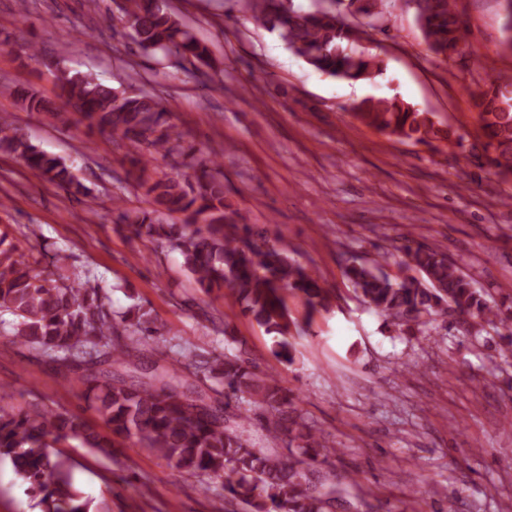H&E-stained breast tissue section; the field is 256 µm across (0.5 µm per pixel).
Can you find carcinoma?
<instances>
[{
    "instance_id": "obj_1",
    "label": "carcinoma",
    "mask_w": 512,
    "mask_h": 512,
    "mask_svg": "<svg viewBox=\"0 0 512 512\" xmlns=\"http://www.w3.org/2000/svg\"><path fill=\"white\" fill-rule=\"evenodd\" d=\"M411 1L428 51L443 57L455 52L467 36L455 0H406ZM243 6L256 25L277 32L289 49L324 74L357 81L382 73L381 62L353 47L365 30L330 7L304 11L289 0H243ZM120 21L143 50L173 57L187 73L197 62L212 61L208 46L169 0H125ZM54 81L59 97L88 126L150 146L157 154L184 155L194 178L140 182L153 207L127 210L118 198L122 222L135 237L178 250L200 290L230 288L243 312L272 336L273 354L291 359L285 294L302 296L309 319L327 309L330 295L316 271L289 259L265 233L239 223L238 211L226 202L220 164L183 148V135L168 123L162 100L140 90L117 93L60 61ZM0 95L12 97L28 112L62 118L53 103L28 88L1 83ZM473 100L477 120L497 151L490 165L501 174L512 173V82L491 81L473 93ZM353 116L381 134L417 143L449 139L429 113L395 97L367 98L353 108ZM0 152L17 155L34 176L72 194L84 190L73 165L38 150L7 114L0 116ZM402 251V276L356 257L344 267L357 297L387 327L400 335L425 334L429 323L451 309L479 320L480 328H490L512 346V316L495 311L486 293L446 255L410 239ZM64 268V256L54 255L51 265L43 267L0 232V311L16 317L12 336L64 372L78 375L108 430L103 434L66 411L37 405L0 408V458L11 460L40 512H89L90 501L72 487L65 462L49 452L69 439L107 455L120 441L130 440L178 472L222 476L225 495L246 505L247 512H324L336 487L316 484L313 474L331 465L336 449L273 376L251 370L240 352L198 359L188 351L167 365L148 359L147 347L158 335L151 313L134 306L113 317L101 289L88 278H70ZM232 403L238 409L236 426L226 418ZM255 421L268 440L288 439V455L257 448L245 437L242 428Z\"/></svg>"
}]
</instances>
